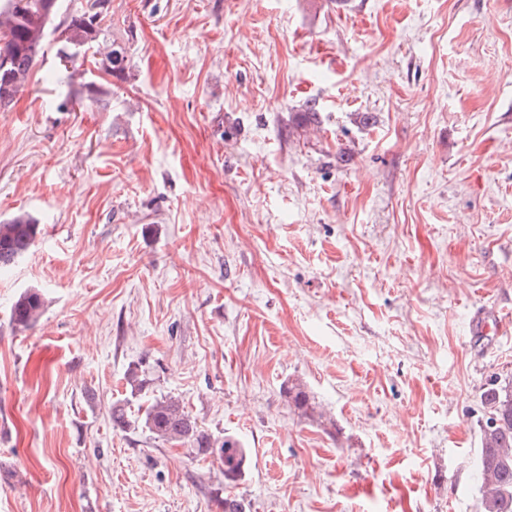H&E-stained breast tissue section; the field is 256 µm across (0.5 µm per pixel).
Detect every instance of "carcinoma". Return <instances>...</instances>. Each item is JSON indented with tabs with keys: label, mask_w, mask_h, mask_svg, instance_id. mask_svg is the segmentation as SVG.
<instances>
[{
	"label": "carcinoma",
	"mask_w": 512,
	"mask_h": 512,
	"mask_svg": "<svg viewBox=\"0 0 512 512\" xmlns=\"http://www.w3.org/2000/svg\"><path fill=\"white\" fill-rule=\"evenodd\" d=\"M62 0H0V108L9 106L25 91L32 69L44 53L45 39ZM98 5L64 21L59 32L61 52L89 46L102 34V22L110 0H88ZM104 67L111 75L124 72L127 59L120 49H112ZM39 225L27 216L0 222V268L15 262L34 243ZM44 309L42 294L31 289L22 293L11 309V323L20 331L33 328ZM288 399L305 416L316 413L315 402L300 386L286 387ZM487 417L480 421L481 450L480 512H512V378L492 381L482 394ZM496 421L492 428L488 419ZM147 429L154 438L168 443L187 444L198 456L216 457L224 462V486L237 484L245 475L249 454L242 443L230 436L215 437L198 426L196 418L174 397H162L128 412L126 404L112 405V426L125 429L134 424ZM221 512H246L244 501L231 495L216 499Z\"/></svg>",
	"instance_id": "1"
}]
</instances>
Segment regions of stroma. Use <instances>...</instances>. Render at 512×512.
I'll list each match as a JSON object with an SVG mask.
<instances>
[{
  "label": "stroma",
  "instance_id": "stroma-1",
  "mask_svg": "<svg viewBox=\"0 0 512 512\" xmlns=\"http://www.w3.org/2000/svg\"><path fill=\"white\" fill-rule=\"evenodd\" d=\"M86 6L0 109V222L40 228L0 272V512H219V460L113 428L132 366L248 449L247 512H478L481 395L512 376V324L472 325L512 312V0H111L69 80ZM44 309L42 294L35 289L22 293L11 309V323L17 330L33 328L39 321Z\"/></svg>",
  "mask_w": 512,
  "mask_h": 512
}]
</instances>
